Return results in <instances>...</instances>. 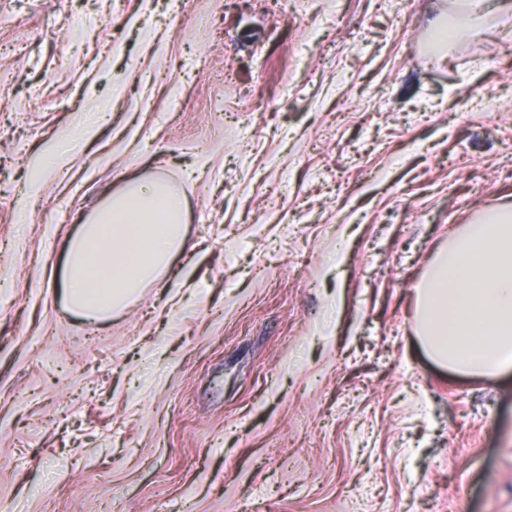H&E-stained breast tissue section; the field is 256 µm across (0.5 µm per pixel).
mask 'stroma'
Segmentation results:
<instances>
[{"label":"stroma","mask_w":512,"mask_h":512,"mask_svg":"<svg viewBox=\"0 0 512 512\" xmlns=\"http://www.w3.org/2000/svg\"><path fill=\"white\" fill-rule=\"evenodd\" d=\"M440 3L0 0V512H512V371L414 334L512 202V17L432 52ZM157 176L184 251L65 311L70 238Z\"/></svg>","instance_id":"1"}]
</instances>
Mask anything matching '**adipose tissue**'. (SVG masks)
<instances>
[{
    "mask_svg": "<svg viewBox=\"0 0 512 512\" xmlns=\"http://www.w3.org/2000/svg\"><path fill=\"white\" fill-rule=\"evenodd\" d=\"M456 43L512 14V0H448ZM186 246L184 200L172 182H133L107 200L69 244L65 304L101 320L124 308ZM418 338L449 370L492 377L512 370V207L490 209L440 250L416 288Z\"/></svg>",
    "mask_w": 512,
    "mask_h": 512,
    "instance_id": "ef3b65f1",
    "label": "adipose tissue"
}]
</instances>
